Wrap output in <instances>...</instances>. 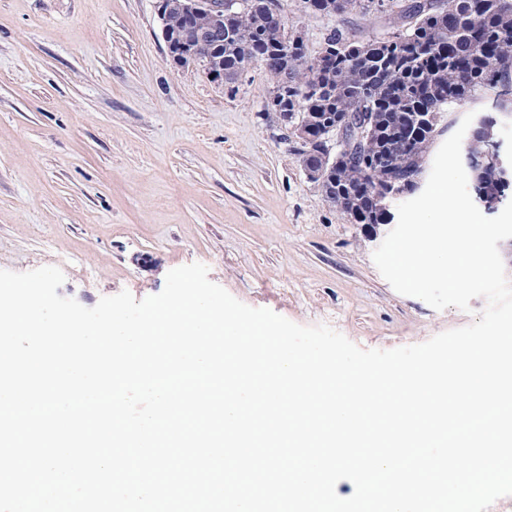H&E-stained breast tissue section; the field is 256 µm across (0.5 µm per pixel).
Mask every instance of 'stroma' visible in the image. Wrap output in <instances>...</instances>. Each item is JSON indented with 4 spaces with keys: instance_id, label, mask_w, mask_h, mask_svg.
Listing matches in <instances>:
<instances>
[{
    "instance_id": "stroma-1",
    "label": "stroma",
    "mask_w": 512,
    "mask_h": 512,
    "mask_svg": "<svg viewBox=\"0 0 512 512\" xmlns=\"http://www.w3.org/2000/svg\"><path fill=\"white\" fill-rule=\"evenodd\" d=\"M309 52L394 14L320 15L281 0ZM261 64L235 83L171 60L157 0H0V270L59 267L95 306L160 293L200 262L242 303L325 324L364 349L426 342L486 306L438 311L397 293L372 255L391 227L350 223L265 115Z\"/></svg>"
}]
</instances>
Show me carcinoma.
I'll use <instances>...</instances> for the list:
<instances>
[{"label":"carcinoma","mask_w":512,"mask_h":512,"mask_svg":"<svg viewBox=\"0 0 512 512\" xmlns=\"http://www.w3.org/2000/svg\"><path fill=\"white\" fill-rule=\"evenodd\" d=\"M258 6L228 20L233 36L198 53L233 80L251 63L263 62L279 89L282 125L305 121L310 138L297 149L315 182L352 224H385L376 193L423 171L434 139L416 136L424 112L464 110L493 86L512 81V0H314L321 15L373 6L395 11L397 39L352 41L334 30V60L321 63L302 45L286 50L285 15ZM357 112L375 113L369 140L324 163L317 154L329 128Z\"/></svg>","instance_id":"carcinoma-1"}]
</instances>
